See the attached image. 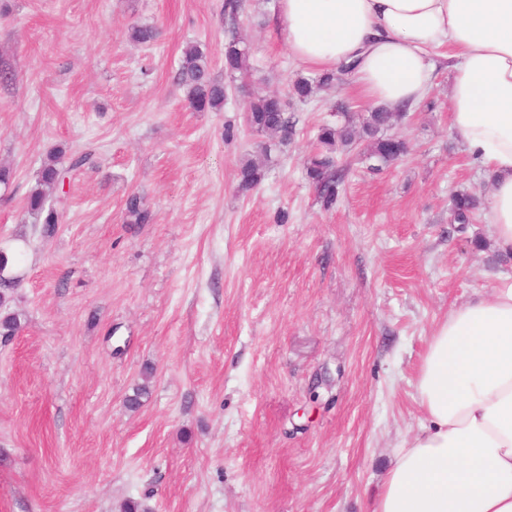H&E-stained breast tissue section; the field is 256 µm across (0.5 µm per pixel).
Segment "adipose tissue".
<instances>
[{
	"instance_id": "1",
	"label": "adipose tissue",
	"mask_w": 512,
	"mask_h": 512,
	"mask_svg": "<svg viewBox=\"0 0 512 512\" xmlns=\"http://www.w3.org/2000/svg\"><path fill=\"white\" fill-rule=\"evenodd\" d=\"M274 13L296 60L354 64L364 99L392 109L426 97L446 50L451 130L489 173L492 240L512 254V0H276ZM416 389L422 422L373 512H512V275L449 310Z\"/></svg>"
}]
</instances>
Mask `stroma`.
Listing matches in <instances>:
<instances>
[{"instance_id":"1","label":"stroma","mask_w":512,"mask_h":512,"mask_svg":"<svg viewBox=\"0 0 512 512\" xmlns=\"http://www.w3.org/2000/svg\"><path fill=\"white\" fill-rule=\"evenodd\" d=\"M223 2L0 0V68L15 75L0 86V249L19 255L23 325L0 340V512H371L419 428L434 328L512 273L486 209L448 221L450 192L484 194L487 173L450 129L446 66L389 130L404 159L376 174L363 142L345 147L326 210L305 171L317 129L370 107L350 78L290 99L317 72L290 56L274 0H241L233 18ZM135 23L162 34L134 43ZM232 34L247 74L224 70ZM190 42L224 82L222 111L185 105ZM257 93L287 99V142L247 126ZM88 146L97 162L72 174L46 233L24 211L40 164ZM247 156L266 176L242 193ZM133 192L152 223H123Z\"/></svg>"}]
</instances>
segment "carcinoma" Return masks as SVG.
Instances as JSON below:
<instances>
[{
	"mask_svg": "<svg viewBox=\"0 0 512 512\" xmlns=\"http://www.w3.org/2000/svg\"><path fill=\"white\" fill-rule=\"evenodd\" d=\"M158 28L149 24H134L129 28L131 40L149 45L158 38ZM249 49L241 41L232 37L224 43V70L230 74L248 69ZM345 71L325 72L314 79L298 77L291 83L290 93L299 102L311 99L315 89L330 87L340 79ZM176 80L185 92L188 108L195 112H219L224 109L226 92L224 81L212 73L211 62L197 44H189L184 49L176 70ZM407 111L392 112L378 109L368 114L361 125H356L349 114H344L340 125L319 126L316 139L321 147L309 160L308 178L312 181L322 205L330 208L336 204L339 185L343 180L342 169L338 166L336 153L355 141H365L368 158L377 162L379 170L407 153L404 141L385 134L394 122L406 116ZM247 125L269 140L286 142L293 133V125L285 112L282 99L276 95L256 94L249 101L246 112ZM92 151L66 155L60 148L50 151L43 159L36 185L25 198V213L33 223L42 224L45 230L53 232L61 223L67 206L64 191L66 175L92 163ZM238 188L242 192L257 189L264 180L262 166L251 158L244 159L237 168ZM480 205L479 199L471 193L455 191L451 193L448 206L449 223L469 224ZM153 212L138 193L128 195L125 202L123 222L126 224H150ZM10 256L0 251V308L9 302V290L13 289L20 277L9 274ZM22 329L20 315L8 312L0 316V337L8 340Z\"/></svg>",
	"mask_w": 512,
	"mask_h": 512,
	"instance_id": "carcinoma-1",
	"label": "carcinoma"
}]
</instances>
